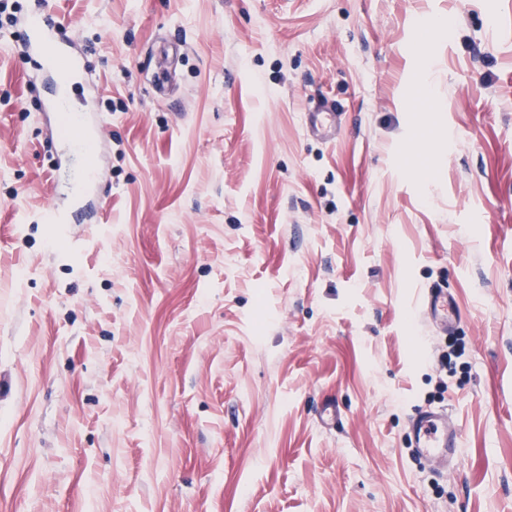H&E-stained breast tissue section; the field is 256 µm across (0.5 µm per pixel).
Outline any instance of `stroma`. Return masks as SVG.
Wrapping results in <instances>:
<instances>
[{"label": "stroma", "instance_id": "stroma-1", "mask_svg": "<svg viewBox=\"0 0 512 512\" xmlns=\"http://www.w3.org/2000/svg\"><path fill=\"white\" fill-rule=\"evenodd\" d=\"M17 2L0 512H512V0H48L87 156ZM88 163L85 221H39ZM432 287L452 329L412 313ZM425 408L462 433L447 467ZM340 113L332 101L324 98L317 109L306 112L305 121L317 136L330 140L336 135V125L339 123ZM419 307L436 319L448 320L449 325L458 317V307L454 295L441 288L428 289L419 299ZM413 447L420 457L448 461L460 448L459 431L436 409L420 410L412 417Z\"/></svg>", "mask_w": 512, "mask_h": 512}]
</instances>
